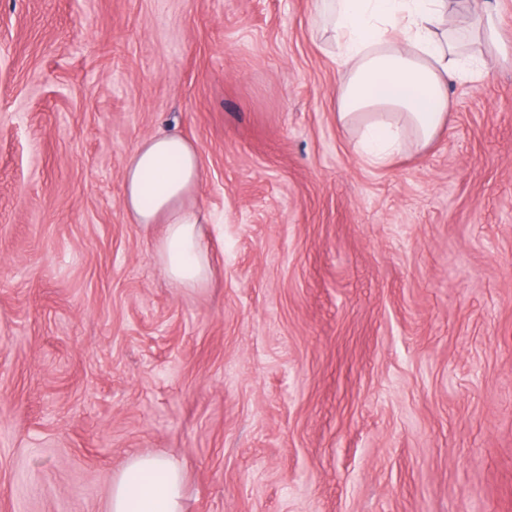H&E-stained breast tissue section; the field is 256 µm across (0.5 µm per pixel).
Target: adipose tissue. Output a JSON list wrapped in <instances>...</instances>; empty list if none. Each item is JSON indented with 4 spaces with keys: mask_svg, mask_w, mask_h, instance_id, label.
<instances>
[{
    "mask_svg": "<svg viewBox=\"0 0 512 512\" xmlns=\"http://www.w3.org/2000/svg\"><path fill=\"white\" fill-rule=\"evenodd\" d=\"M331 33L339 80L336 122L361 132L362 158L386 165L407 142L428 147L449 119L448 82L476 71L456 26L461 12L479 18V36L499 47L496 18L485 0H315ZM202 180L195 146L180 135L143 139L124 169V208L142 228L163 225L155 250L167 275L196 290L209 279L206 212L191 204ZM109 512H185L181 467L157 455L129 456L112 478Z\"/></svg>",
    "mask_w": 512,
    "mask_h": 512,
    "instance_id": "adipose-tissue-1",
    "label": "adipose tissue"
}]
</instances>
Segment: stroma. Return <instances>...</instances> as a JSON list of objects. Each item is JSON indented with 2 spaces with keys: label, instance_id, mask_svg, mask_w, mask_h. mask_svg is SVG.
Returning <instances> with one entry per match:
<instances>
[{
  "label": "stroma",
  "instance_id": "35a3bbf8",
  "mask_svg": "<svg viewBox=\"0 0 512 512\" xmlns=\"http://www.w3.org/2000/svg\"><path fill=\"white\" fill-rule=\"evenodd\" d=\"M312 0H0V512H512V65L376 169L333 114ZM194 142L213 274L123 206ZM108 512H185L181 467L157 455L129 456L112 478Z\"/></svg>",
  "mask_w": 512,
  "mask_h": 512
}]
</instances>
